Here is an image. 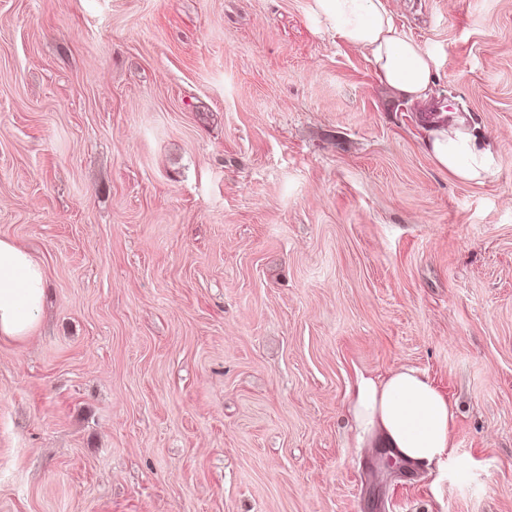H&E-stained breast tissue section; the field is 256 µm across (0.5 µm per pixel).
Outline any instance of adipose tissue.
Wrapping results in <instances>:
<instances>
[{"mask_svg":"<svg viewBox=\"0 0 512 512\" xmlns=\"http://www.w3.org/2000/svg\"><path fill=\"white\" fill-rule=\"evenodd\" d=\"M311 10L338 40L362 50L397 96L413 101L433 94L437 58L396 25L387 0H312ZM427 147L439 168L463 181L480 180L496 163L491 145L462 117L429 129ZM45 293L42 266L22 246L0 239V337L29 336ZM346 410L361 435L410 465L441 463L452 448L453 409L417 369L361 377Z\"/></svg>","mask_w":512,"mask_h":512,"instance_id":"obj_1","label":"adipose tissue"}]
</instances>
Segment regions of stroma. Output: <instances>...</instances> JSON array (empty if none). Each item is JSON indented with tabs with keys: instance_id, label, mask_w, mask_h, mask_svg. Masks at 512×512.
I'll list each match as a JSON object with an SVG mask.
<instances>
[{
	"instance_id": "obj_1",
	"label": "stroma",
	"mask_w": 512,
	"mask_h": 512,
	"mask_svg": "<svg viewBox=\"0 0 512 512\" xmlns=\"http://www.w3.org/2000/svg\"><path fill=\"white\" fill-rule=\"evenodd\" d=\"M311 3L0 0V512H512V0H390L473 182ZM400 366L455 407L407 477L345 411ZM448 127L429 129L427 147L439 168L463 181L480 180L490 173L496 158L478 125L466 124L464 117L455 118ZM45 293L42 266L22 246L0 239V337L21 340L29 336Z\"/></svg>"
}]
</instances>
